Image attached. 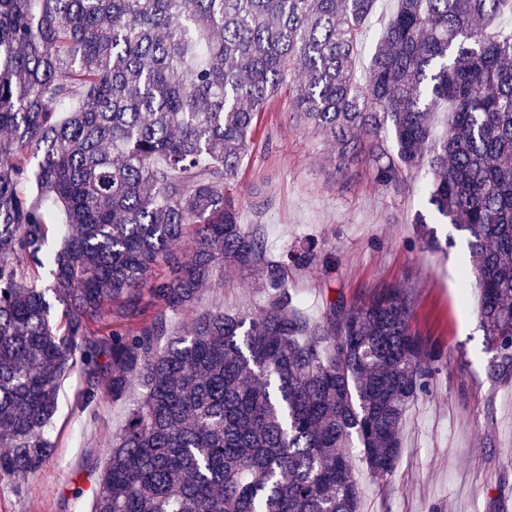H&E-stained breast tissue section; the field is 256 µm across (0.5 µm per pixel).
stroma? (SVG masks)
Listing matches in <instances>:
<instances>
[{
    "mask_svg": "<svg viewBox=\"0 0 512 512\" xmlns=\"http://www.w3.org/2000/svg\"><path fill=\"white\" fill-rule=\"evenodd\" d=\"M334 146L301 132L280 92L257 130L238 174L226 188L244 227L260 228L272 257L312 239L335 248V264L293 271L289 286L301 311L319 319L322 300L349 301L398 288L410 302L416 336L440 342L444 357L432 389L410 408L400 439L402 455L386 479L372 478L354 458L363 512H512V387L485 378L484 331L478 293L462 232L441 224V251L418 237L416 213L426 203L427 171L404 192L375 186L365 174L344 178L329 158ZM264 300L252 279L236 274L204 292L198 309H257ZM81 372L60 390L50 429L54 456L36 472L0 479V512H88L98 473L90 467L101 445L119 431L131 402L101 391L93 409L80 407Z\"/></svg>",
    "mask_w": 512,
    "mask_h": 512,
    "instance_id": "stroma-1",
    "label": "stroma"
}]
</instances>
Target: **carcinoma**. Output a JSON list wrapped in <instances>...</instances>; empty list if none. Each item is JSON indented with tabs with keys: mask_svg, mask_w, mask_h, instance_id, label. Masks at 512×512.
<instances>
[{
	"mask_svg": "<svg viewBox=\"0 0 512 512\" xmlns=\"http://www.w3.org/2000/svg\"><path fill=\"white\" fill-rule=\"evenodd\" d=\"M378 2L0 0V478L53 455L77 369L84 409L104 380L114 402L139 389L90 512H362L355 440L371 477L393 473L441 346L400 289L305 318L289 271L334 251L270 258L224 192L285 84L343 177L401 192L429 159L427 202L467 237L486 378L512 385V33L485 34L512 0H396L361 83ZM227 271L257 278L258 311L170 330Z\"/></svg>",
	"mask_w": 512,
	"mask_h": 512,
	"instance_id": "1",
	"label": "carcinoma"
}]
</instances>
